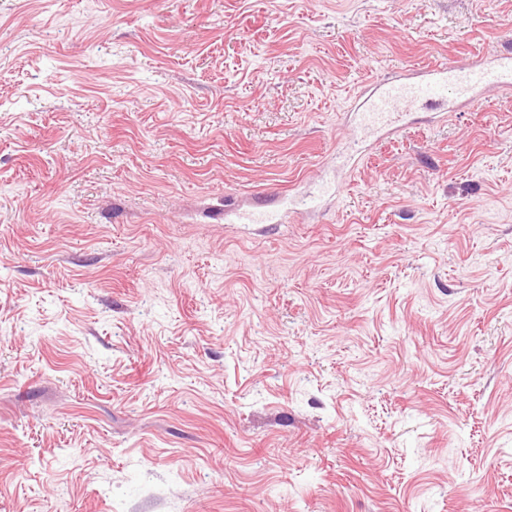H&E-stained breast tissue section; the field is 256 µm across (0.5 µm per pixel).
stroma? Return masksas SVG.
<instances>
[{
	"mask_svg": "<svg viewBox=\"0 0 512 512\" xmlns=\"http://www.w3.org/2000/svg\"><path fill=\"white\" fill-rule=\"evenodd\" d=\"M507 47L512 0H0V512H512V92L330 159L371 77Z\"/></svg>",
	"mask_w": 512,
	"mask_h": 512,
	"instance_id": "1",
	"label": "stroma"
}]
</instances>
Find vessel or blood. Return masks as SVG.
Returning <instances> with one entry per match:
<instances>
[{"label":"vessel or blood","mask_w":512,"mask_h":512,"mask_svg":"<svg viewBox=\"0 0 512 512\" xmlns=\"http://www.w3.org/2000/svg\"><path fill=\"white\" fill-rule=\"evenodd\" d=\"M511 87V51L489 53L463 65L445 62L371 80L358 94L354 112L358 133L345 147L344 162L355 167L375 142L401 134L415 112L440 116L470 109L490 89Z\"/></svg>","instance_id":"vessel-or-blood-1"}]
</instances>
